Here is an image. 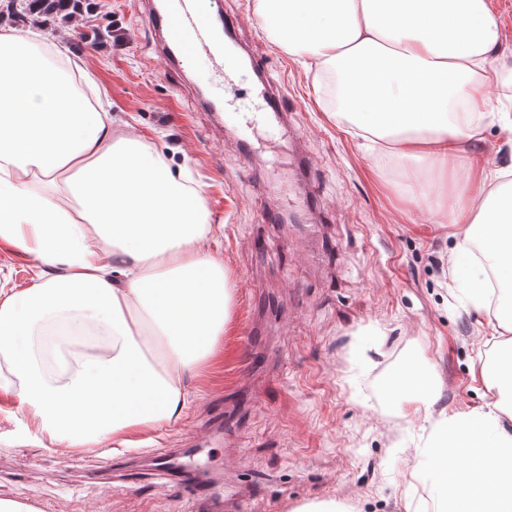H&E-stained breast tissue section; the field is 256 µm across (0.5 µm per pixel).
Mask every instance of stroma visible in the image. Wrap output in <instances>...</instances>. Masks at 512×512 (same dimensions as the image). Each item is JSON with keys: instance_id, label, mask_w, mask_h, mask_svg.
<instances>
[{"instance_id": "stroma-1", "label": "stroma", "mask_w": 512, "mask_h": 512, "mask_svg": "<svg viewBox=\"0 0 512 512\" xmlns=\"http://www.w3.org/2000/svg\"><path fill=\"white\" fill-rule=\"evenodd\" d=\"M150 0H101L95 19L28 23L82 57L109 97L114 126L134 130L189 169L214 227L230 301L216 353L184 382L187 408L159 429L158 448L191 447L210 400L239 386L234 425L209 447L215 477L246 485V512H437L426 478L432 427L404 376L433 383V412L486 410L479 376L497 363L494 317L469 303L448 257L458 239L385 156L367 150L312 90L311 76L276 46L255 0H218L234 44L260 66L239 67L223 112L211 65L166 63ZM508 62L502 111L512 114V0H490ZM112 34L91 44L90 23ZM285 86L287 133L263 122L261 80ZM30 261L0 243V290L28 286ZM261 358L244 364L245 349ZM13 399L0 393V500L37 512H193L160 479L118 487L114 469L155 472L140 447L101 455L21 442Z\"/></svg>"}]
</instances>
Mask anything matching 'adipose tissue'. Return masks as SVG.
Instances as JSON below:
<instances>
[{
    "label": "adipose tissue",
    "mask_w": 512,
    "mask_h": 512,
    "mask_svg": "<svg viewBox=\"0 0 512 512\" xmlns=\"http://www.w3.org/2000/svg\"><path fill=\"white\" fill-rule=\"evenodd\" d=\"M276 43L304 60L314 88L336 80L358 133L388 146L406 178L465 165V193L430 206L460 242L449 262L485 304L488 271L512 288V164L490 168L470 145L500 99L492 63L503 32L489 0H255ZM67 46L0 28V242L37 267L0 295V390L18 401L23 435L99 448L177 421L186 375L224 335L229 288L207 243L202 191L77 89ZM91 335L56 345L47 371L24 339L53 322ZM486 377L483 413L435 421L442 471L476 447L471 476L449 487L448 512H512V360Z\"/></svg>",
    "instance_id": "1"
}]
</instances>
